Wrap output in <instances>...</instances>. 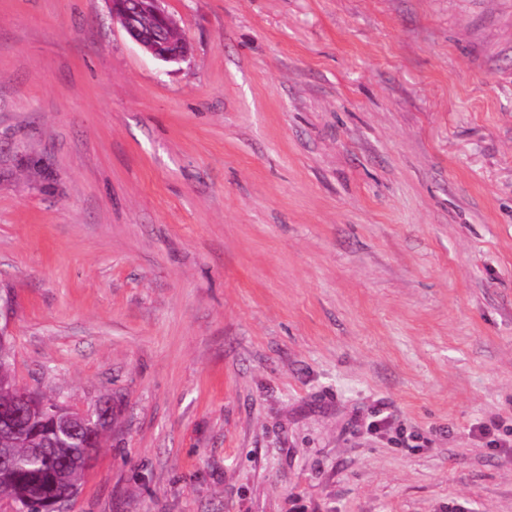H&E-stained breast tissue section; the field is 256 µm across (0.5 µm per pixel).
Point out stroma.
I'll list each match as a JSON object with an SVG mask.
<instances>
[{
	"label": "stroma",
	"mask_w": 512,
	"mask_h": 512,
	"mask_svg": "<svg viewBox=\"0 0 512 512\" xmlns=\"http://www.w3.org/2000/svg\"><path fill=\"white\" fill-rule=\"evenodd\" d=\"M166 8L0 0L12 374L114 414L62 512H512V0ZM112 16L142 49L164 62L188 55L185 38L164 4L168 0H110Z\"/></svg>",
	"instance_id": "35a3bbf8"
}]
</instances>
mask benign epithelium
Masks as SVG:
<instances>
[{"label":"benign epithelium","mask_w":512,"mask_h":512,"mask_svg":"<svg viewBox=\"0 0 512 512\" xmlns=\"http://www.w3.org/2000/svg\"><path fill=\"white\" fill-rule=\"evenodd\" d=\"M112 16L142 49L164 62H180L188 55V45L178 34V26L167 12V0H111ZM49 406L42 398L21 389L14 401L0 405V429L15 432ZM107 406L73 410L57 405L54 424L67 434L91 428L104 417Z\"/></svg>","instance_id":"1"}]
</instances>
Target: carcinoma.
I'll return each instance as SVG.
<instances>
[{"label":"carcinoma","instance_id":"carcinoma-1","mask_svg":"<svg viewBox=\"0 0 512 512\" xmlns=\"http://www.w3.org/2000/svg\"><path fill=\"white\" fill-rule=\"evenodd\" d=\"M106 424L93 436L60 438L43 420L19 434H0V448L9 449L10 466L0 467V494L8 492L32 505L62 496L80 485L83 464L101 447Z\"/></svg>","mask_w":512,"mask_h":512}]
</instances>
